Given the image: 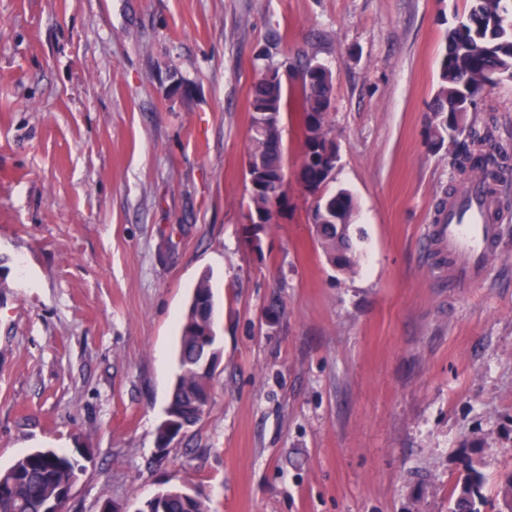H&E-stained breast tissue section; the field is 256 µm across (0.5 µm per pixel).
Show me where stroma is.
<instances>
[{"instance_id": "stroma-1", "label": "stroma", "mask_w": 512, "mask_h": 512, "mask_svg": "<svg viewBox=\"0 0 512 512\" xmlns=\"http://www.w3.org/2000/svg\"><path fill=\"white\" fill-rule=\"evenodd\" d=\"M470 0H0V469L83 449L69 512L170 484L210 512H449L466 461L484 512L512 473V173L502 248L451 287L435 236L454 177L430 107ZM332 75L331 189L357 265L324 254L289 173L249 224V97L269 67ZM184 84L170 91L173 79ZM512 145V81L479 98ZM222 357L202 419L157 446L191 291Z\"/></svg>"}]
</instances>
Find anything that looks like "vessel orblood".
<instances>
[{
	"label": "vessel or blood",
	"mask_w": 512,
	"mask_h": 512,
	"mask_svg": "<svg viewBox=\"0 0 512 512\" xmlns=\"http://www.w3.org/2000/svg\"><path fill=\"white\" fill-rule=\"evenodd\" d=\"M492 208V198L480 183H473L462 201L449 205L443 224L437 227L439 243L456 262L454 285L484 279L489 257L501 246L499 227L488 219Z\"/></svg>",
	"instance_id": "vessel-or-blood-1"
}]
</instances>
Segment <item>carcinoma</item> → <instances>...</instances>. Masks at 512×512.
<instances>
[{"label": "carcinoma", "instance_id": "1", "mask_svg": "<svg viewBox=\"0 0 512 512\" xmlns=\"http://www.w3.org/2000/svg\"><path fill=\"white\" fill-rule=\"evenodd\" d=\"M468 14L448 29L445 52L439 70V88L431 109L430 134L436 147L454 137L453 168L460 175L474 174L484 180H497L512 165V148L499 146L498 153L484 151V143L494 138V126L474 128L468 113L481 88L491 75L512 79V0H471ZM305 67L296 99H290L288 85L280 79L257 80L250 92V148L264 170L260 186L250 197L252 224H272L273 200L280 194L285 176V152L281 135L283 114L290 108L298 112L302 130L300 182L330 183L333 173L323 168L332 132L330 108L333 86L329 78ZM325 222L315 225L323 252L342 271L355 266L350 227L355 205L345 190L326 191ZM180 328L177 353L178 373L167 410L182 419L180 431L196 425L202 418V403L211 393L212 375L200 363L208 348L201 344L204 329L214 327L213 294L210 276L198 280ZM82 471L70 454L54 448H36L0 469V512H45L51 504L61 505L66 489ZM484 475L473 462L466 463L451 489L453 512H482ZM155 512H208L200 494L172 490L161 494Z\"/></svg>", "mask_w": 512, "mask_h": 512}]
</instances>
